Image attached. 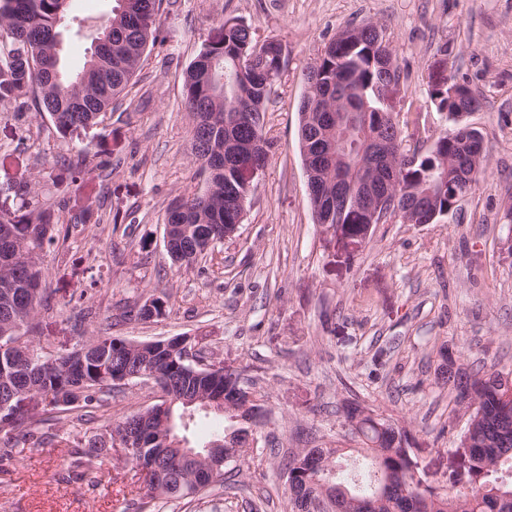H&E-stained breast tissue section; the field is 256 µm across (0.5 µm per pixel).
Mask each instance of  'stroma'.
Masks as SVG:
<instances>
[{
    "instance_id": "1",
    "label": "stroma",
    "mask_w": 512,
    "mask_h": 512,
    "mask_svg": "<svg viewBox=\"0 0 512 512\" xmlns=\"http://www.w3.org/2000/svg\"><path fill=\"white\" fill-rule=\"evenodd\" d=\"M229 17L285 48L265 114L272 149L237 231L186 270L163 244L170 202L204 185L183 74ZM367 22L383 29L400 71L393 100L405 146L427 152L451 130L430 97L433 80L450 74L481 97L467 121L486 156L438 223L395 219L347 241L312 219L298 106L325 45ZM83 150L89 171L63 196L65 214L94 220L69 225L42 257L51 307L37 318L36 344L56 353L106 329L133 341L186 333L206 365L244 372L272 415L253 453L227 467L224 512H289L290 456L350 447L342 409L351 402L405 425L423 480L450 485L465 459V419L436 380L440 347L465 346L475 370H512V0H163L159 41L99 124L65 137L47 116L0 105V210L20 208V184L55 198ZM156 297L168 302L164 316L120 321ZM157 396L150 383L123 386L104 419ZM79 416L62 413L54 440L19 446L0 466V512H118L138 494L116 457L96 486L68 477Z\"/></svg>"
}]
</instances>
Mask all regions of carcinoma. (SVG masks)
Returning <instances> with one entry per match:
<instances>
[{
	"instance_id": "obj_1",
	"label": "carcinoma",
	"mask_w": 512,
	"mask_h": 512,
	"mask_svg": "<svg viewBox=\"0 0 512 512\" xmlns=\"http://www.w3.org/2000/svg\"><path fill=\"white\" fill-rule=\"evenodd\" d=\"M70 0H0V103H15L49 117L55 130L65 136L94 125L112 110L140 68L149 46L160 37L159 17L163 0H112L111 14L97 22L69 15ZM91 42L107 43L91 49L76 72L65 70L63 41L70 33ZM251 27L237 18L220 23L219 33L206 39L183 76L185 107L192 117L191 136L203 127L207 138L193 143V163L205 176L201 192L173 201L166 210L163 238L169 239L170 259L190 267L194 253H207L224 240V224L239 197H249L255 164L266 163L272 145L264 125L233 122L235 115L257 112L265 117L273 86L283 64V46L271 40L256 50ZM320 80L310 88L317 107L299 136L343 138L349 163L341 170L336 161L322 158L317 181L308 192L314 223L328 221V203L336 200V177L344 189L360 181L365 165L375 164L382 177L395 179L400 204L412 224L430 223V207L442 211L458 196L466 194L483 172L482 140L470 141L461 134L467 123L463 114L479 105V98L465 84L455 100L448 88L432 86L431 99L439 112L453 122L452 138L446 133L432 149L416 156L406 149L402 133H389L396 120L389 100H381V89L398 83L400 74L382 33L372 23L360 30H345L325 47L312 66ZM368 115L370 132H379L385 146L372 157L359 155V133H336V112ZM23 201L21 213L0 210V228L10 224L12 236L0 232V391L29 388L40 399V411L27 410L0 417V462L10 449L34 439L26 431L58 414L89 407L112 394V373L131 375L147 365L166 384L155 406H165L170 427L163 429L143 411L123 416L104 426L75 448L71 466L92 482L104 460L119 453L123 425L133 423L145 440L141 457L149 468L142 475L145 492L126 504L122 512H154L158 500L182 499L224 485V458L234 461L247 453L253 431L271 413L264 396L252 391L247 403L225 396L226 405L210 413L224 419V430L202 443L190 442L184 434L186 412L201 404H187V393L215 391V382L201 361H184L174 367L170 354L182 358L178 344L118 349L119 336L103 334L87 341L94 360L68 372L59 358L49 359L38 350L11 349L8 343L33 333L36 319L50 303L42 288L45 276L42 255L53 246L62 224L63 201L39 199L31 184L18 187ZM351 232L362 231L363 222L348 210L331 220ZM442 382L455 391V401L467 416L463 435L471 441V453L463 467L465 483L445 488L422 486L418 462L411 448L408 428L353 402L344 408V421L359 448H304L288 462L291 512H311L310 506L328 499L332 512H512V479L502 471L512 469V381L511 372L489 368L473 371L457 362L449 351L441 353ZM203 454L199 460L181 456L179 444ZM357 453L358 470L349 477L339 473L344 456Z\"/></svg>"
}]
</instances>
